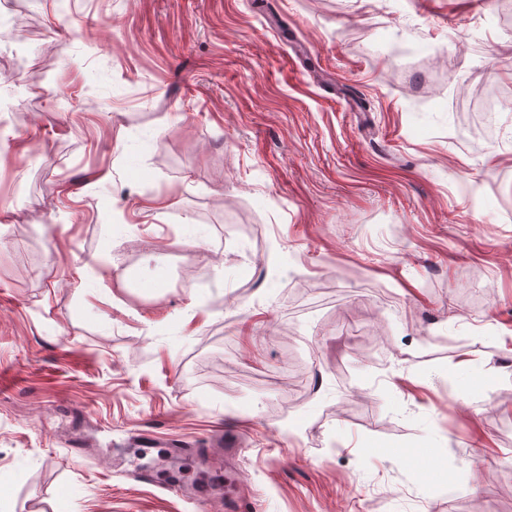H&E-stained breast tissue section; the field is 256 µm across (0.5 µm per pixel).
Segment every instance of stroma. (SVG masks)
Masks as SVG:
<instances>
[{
    "label": "stroma",
    "mask_w": 512,
    "mask_h": 512,
    "mask_svg": "<svg viewBox=\"0 0 512 512\" xmlns=\"http://www.w3.org/2000/svg\"><path fill=\"white\" fill-rule=\"evenodd\" d=\"M0 0V512H512L498 0ZM431 453L428 467L413 463ZM229 484H233L237 490L230 492L228 489ZM245 498V493L237 484L236 479L231 475H226L224 485V509L227 512H244L247 509L245 507L247 502Z\"/></svg>",
    "instance_id": "stroma-1"
}]
</instances>
